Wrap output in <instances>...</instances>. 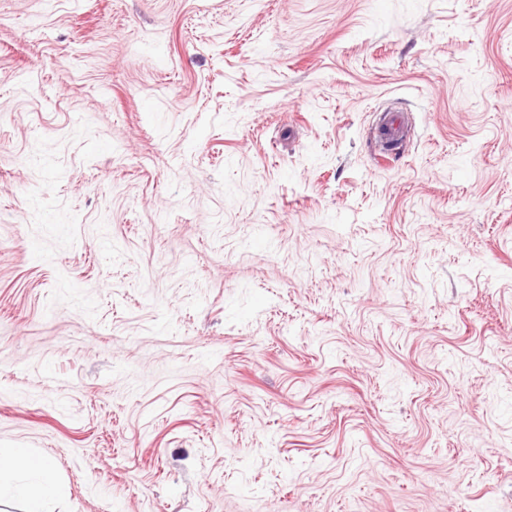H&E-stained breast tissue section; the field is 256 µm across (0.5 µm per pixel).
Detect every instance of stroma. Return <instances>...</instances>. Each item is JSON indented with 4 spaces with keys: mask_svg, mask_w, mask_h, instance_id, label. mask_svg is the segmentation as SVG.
Masks as SVG:
<instances>
[{
    "mask_svg": "<svg viewBox=\"0 0 512 512\" xmlns=\"http://www.w3.org/2000/svg\"><path fill=\"white\" fill-rule=\"evenodd\" d=\"M8 448L49 512H512V0H0ZM15 471H29L34 479L29 483L15 482ZM3 492L25 499L26 512H48L47 504L57 494L58 486L47 462L34 459L27 448H11L8 457H1L0 461V495Z\"/></svg>",
    "mask_w": 512,
    "mask_h": 512,
    "instance_id": "obj_1",
    "label": "stroma"
}]
</instances>
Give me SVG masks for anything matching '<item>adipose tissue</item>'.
I'll list each match as a JSON object with an SVG mask.
<instances>
[{
    "label": "adipose tissue",
    "instance_id": "adipose-tissue-1",
    "mask_svg": "<svg viewBox=\"0 0 512 512\" xmlns=\"http://www.w3.org/2000/svg\"><path fill=\"white\" fill-rule=\"evenodd\" d=\"M16 471L33 473V481H14L12 474ZM3 492L25 499L26 512H47V504L57 494L58 486L47 462L34 459L27 449L13 448L5 459L0 460V493Z\"/></svg>",
    "mask_w": 512,
    "mask_h": 512
}]
</instances>
